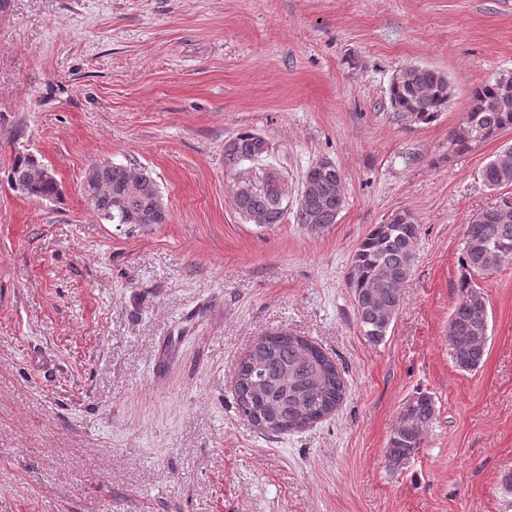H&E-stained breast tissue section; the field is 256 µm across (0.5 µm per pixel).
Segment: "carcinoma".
<instances>
[{"instance_id": "cac0c4a2", "label": "carcinoma", "mask_w": 512, "mask_h": 512, "mask_svg": "<svg viewBox=\"0 0 512 512\" xmlns=\"http://www.w3.org/2000/svg\"><path fill=\"white\" fill-rule=\"evenodd\" d=\"M451 82L448 76L421 64L397 72L389 87V101L397 115L414 114L430 124L448 108ZM512 129V86L504 88L495 78L475 86L462 121L448 137V161L472 146ZM269 153L259 135L242 132L224 148V167L236 170L246 159ZM40 162L18 153L7 173L9 185L25 188L24 195L48 200L59 193L55 179L36 178ZM91 180L82 184L86 204L112 224H164L168 220L157 182L145 169L101 161L90 166ZM482 180L491 189L512 182V157L502 154L482 169ZM297 207L311 223L306 228L320 233L336 223L345 205L339 168H307ZM274 189L255 180L248 193L235 190L233 202L244 216L270 213L278 224L283 213L275 210ZM402 213L384 224L371 226L352 255L346 281L362 336L381 343L401 304L400 286L410 275L420 226L414 218L401 222ZM512 261V194L475 216L466 225L461 265L464 273L448 319V347L454 364L465 371L481 366L487 353L489 323L487 303L473 278L487 275ZM236 408L242 415L259 417L270 432L285 434L320 420L335 410L344 397V382L336 364L316 345L286 331L260 336L241 362L235 387ZM434 399L428 394L410 398L397 417L385 448L393 466L409 458L423 444L426 428L435 417Z\"/></svg>"}]
</instances>
